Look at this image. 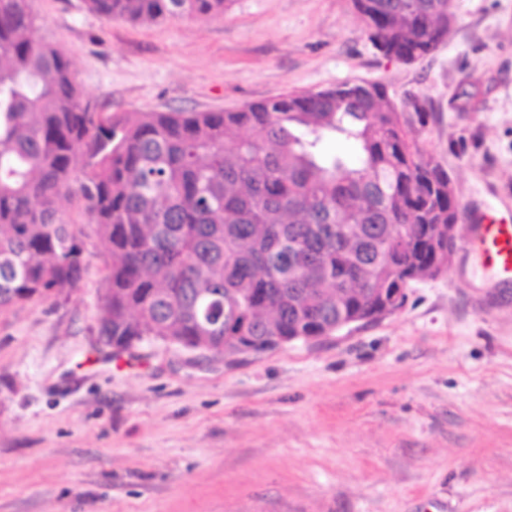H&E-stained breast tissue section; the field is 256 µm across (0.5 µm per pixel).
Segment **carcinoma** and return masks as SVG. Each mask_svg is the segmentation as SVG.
<instances>
[{"mask_svg": "<svg viewBox=\"0 0 512 512\" xmlns=\"http://www.w3.org/2000/svg\"><path fill=\"white\" fill-rule=\"evenodd\" d=\"M110 21L214 17L232 0H85ZM368 40L412 63L448 35L454 0H353ZM33 0H0V308L87 273L80 194L108 274L99 341L235 355L375 320L380 291L435 279L461 206L421 150L424 106L370 83L288 92L234 112H99L69 58L35 39ZM330 141L350 152L327 149Z\"/></svg>", "mask_w": 512, "mask_h": 512, "instance_id": "carcinoma-1", "label": "carcinoma"}]
</instances>
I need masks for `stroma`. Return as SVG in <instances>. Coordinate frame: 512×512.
Instances as JSON below:
<instances>
[{"mask_svg": "<svg viewBox=\"0 0 512 512\" xmlns=\"http://www.w3.org/2000/svg\"><path fill=\"white\" fill-rule=\"evenodd\" d=\"M439 49L405 64L352 0H233L224 16L105 21L34 0L36 35L104 111L236 110L380 82L425 101L423 150L463 208L457 250L384 319L230 357L96 325L106 263L0 309V512H512V280L470 226L512 218V0H456Z\"/></svg>", "mask_w": 512, "mask_h": 512, "instance_id": "obj_1", "label": "stroma"}]
</instances>
